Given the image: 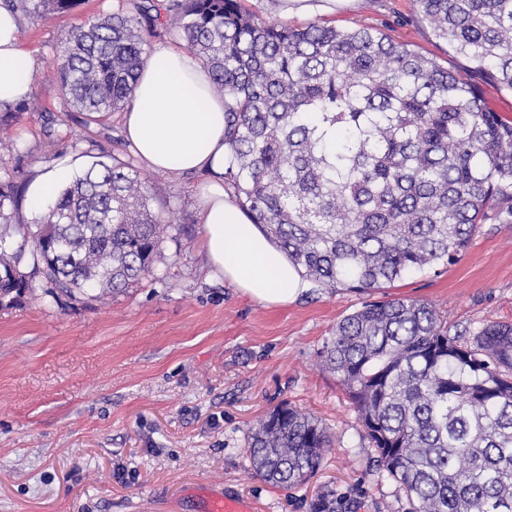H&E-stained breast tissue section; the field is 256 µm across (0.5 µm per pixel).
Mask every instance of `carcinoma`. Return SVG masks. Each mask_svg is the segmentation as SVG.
Wrapping results in <instances>:
<instances>
[{"instance_id": "cac0c4a2", "label": "carcinoma", "mask_w": 512, "mask_h": 512, "mask_svg": "<svg viewBox=\"0 0 512 512\" xmlns=\"http://www.w3.org/2000/svg\"><path fill=\"white\" fill-rule=\"evenodd\" d=\"M81 0H0L34 24ZM467 61L461 73L369 26L268 24L243 0H142L64 34L65 104L88 115L132 100L148 38L168 37L224 99V189L318 288L372 294L458 261L478 225L512 216V0H414ZM26 176L0 174V308L41 288L100 298L153 273L171 222L133 158L92 164L37 224ZM323 367L348 395L376 467L413 512H512V323L449 333L420 300H369L336 324ZM321 420L284 404L248 441L253 473L292 487L333 447Z\"/></svg>"}]
</instances>
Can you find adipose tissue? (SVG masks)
Listing matches in <instances>:
<instances>
[{
  "label": "adipose tissue",
  "mask_w": 512,
  "mask_h": 512,
  "mask_svg": "<svg viewBox=\"0 0 512 512\" xmlns=\"http://www.w3.org/2000/svg\"><path fill=\"white\" fill-rule=\"evenodd\" d=\"M33 65L20 41V20L0 8V107L29 92ZM124 129L138 157L152 169L204 171L214 181L199 197L208 259L217 273L251 300L288 304L304 285L284 253L226 195L224 101L211 91L206 69L168 46L149 55L124 114Z\"/></svg>",
  "instance_id": "obj_1"
}]
</instances>
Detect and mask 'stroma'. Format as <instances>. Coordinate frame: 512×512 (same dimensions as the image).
<instances>
[{"instance_id": "35a3bbf8", "label": "stroma", "mask_w": 512, "mask_h": 512, "mask_svg": "<svg viewBox=\"0 0 512 512\" xmlns=\"http://www.w3.org/2000/svg\"><path fill=\"white\" fill-rule=\"evenodd\" d=\"M118 0H82L66 14L22 23L40 108L0 123V169L29 178L58 167L81 172L132 151L123 115L100 122L64 105L55 46ZM330 19L374 26L460 69L421 23L412 0H350ZM140 172L173 225L154 272L89 304L43 291L0 309V512H198L206 493L247 501L254 512H409L379 475L354 408L321 351L367 294L306 286L284 306L243 296L207 259L197 197L208 174ZM376 299L432 304L449 331L512 321V218L477 228L456 263L413 273ZM288 403L336 437L308 482L291 488L255 476L247 437Z\"/></svg>"}]
</instances>
